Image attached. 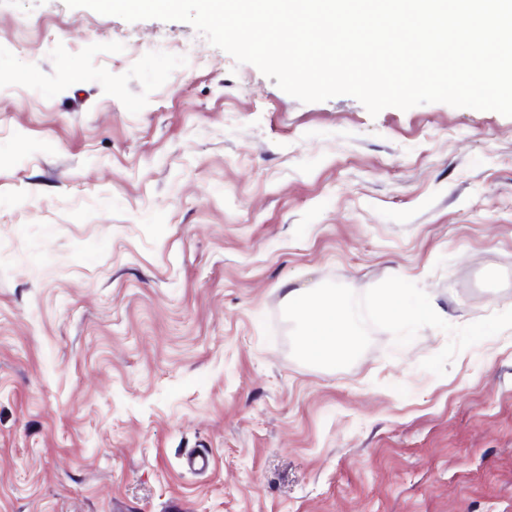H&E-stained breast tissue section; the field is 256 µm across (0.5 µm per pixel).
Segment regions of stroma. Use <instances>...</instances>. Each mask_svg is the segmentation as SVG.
<instances>
[{"mask_svg": "<svg viewBox=\"0 0 512 512\" xmlns=\"http://www.w3.org/2000/svg\"><path fill=\"white\" fill-rule=\"evenodd\" d=\"M202 39L0 0V512H512V329L438 376L441 330L325 369L282 316L394 275L512 309V117L153 49Z\"/></svg>", "mask_w": 512, "mask_h": 512, "instance_id": "obj_1", "label": "stroma"}]
</instances>
